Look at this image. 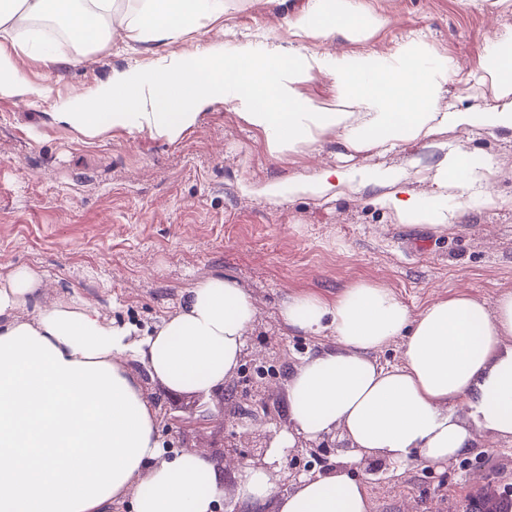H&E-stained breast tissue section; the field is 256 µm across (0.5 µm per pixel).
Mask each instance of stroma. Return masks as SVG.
Listing matches in <instances>:
<instances>
[{
    "label": "stroma",
    "instance_id": "35a3bbf8",
    "mask_svg": "<svg viewBox=\"0 0 512 512\" xmlns=\"http://www.w3.org/2000/svg\"><path fill=\"white\" fill-rule=\"evenodd\" d=\"M316 0H224V15L206 34L188 32L158 45L128 41L114 29L108 44L85 53L55 46L57 63L23 59L21 73L47 86L37 106L0 97V281L16 267L38 270L44 301L73 290L105 320L146 329L183 301L185 291L212 276L239 280L258 315L248 331L254 353L275 373L267 377L271 419L260 434L287 431V381L304 357L333 348L330 337L288 331L278 316L290 295H335L364 279L394 290L412 313L464 291L487 305L512 290V131L448 128L434 139L372 151L340 146L336 133L317 143L271 154L262 133L243 123L231 104L214 103L176 140L112 130L89 138L51 114L67 98L90 94L116 69L155 64L160 56H192L208 46L259 39L291 49L388 56L407 43L452 67L440 107L467 111L495 106L483 54L512 39V0H356L383 17L362 35L337 30L327 40L292 42L288 23ZM462 147L485 161L495 178L448 201L453 227L434 231L399 223L372 173H408L405 188L425 198L445 153ZM342 169L356 180L329 197H267L271 183ZM498 196L486 205L483 191ZM145 391L158 410L165 450L214 453L228 434L222 418L174 432L166 419L188 414L189 398L152 380ZM313 457L297 463L320 474L342 466L351 451L339 433L325 435ZM368 486L373 512H457L485 482L512 490V439L490 434L442 467L396 471L366 461L356 472Z\"/></svg>",
    "mask_w": 512,
    "mask_h": 512
}]
</instances>
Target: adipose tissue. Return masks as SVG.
Masks as SVG:
<instances>
[{
	"label": "adipose tissue",
	"instance_id": "adipose-tissue-1",
	"mask_svg": "<svg viewBox=\"0 0 512 512\" xmlns=\"http://www.w3.org/2000/svg\"><path fill=\"white\" fill-rule=\"evenodd\" d=\"M123 17L126 38L164 42L224 14V0H141ZM315 11L288 24L295 38L326 40L336 27L360 34L379 25L354 0H318ZM116 0H0V97L28 104L45 85L20 74L23 57L39 55L38 32L21 37L27 20L66 14L69 40L96 48L112 38ZM267 42L204 48L193 59L168 55L138 70H116L90 95L63 102L57 123L94 138L120 129L135 136L178 138L216 101L262 132L271 152L317 142L336 131L342 146L369 150L401 140L425 141L445 128L512 131V43L487 46L498 103L466 112L440 111L448 63L406 45L387 59L374 54L300 53ZM336 80V102L315 105L299 87L313 73ZM374 178L399 223L450 226L447 200L463 195L485 172L470 151L447 152L431 198L400 197V170ZM329 169L265 195L323 197L349 185ZM43 278L27 267L0 284V512H214L221 470L200 452L165 453L157 410L133 364L170 390L206 393L230 381L258 314L235 278L210 277L187 289L179 308L152 331L107 322L78 295L43 302ZM284 324L329 336L334 349L296 366L288 379V431L272 440L266 467L248 468L234 486L243 512H372L364 481L350 466L375 457L392 467L442 466L472 448L484 432L512 439V291L495 308L459 292L419 313L390 289L358 281L334 296L300 293L279 308ZM403 342V362L385 367L377 352ZM466 416H459L458 406ZM341 432L351 446L346 467L305 476L275 496L271 465L297 438Z\"/></svg>",
	"mask_w": 512,
	"mask_h": 512
}]
</instances>
